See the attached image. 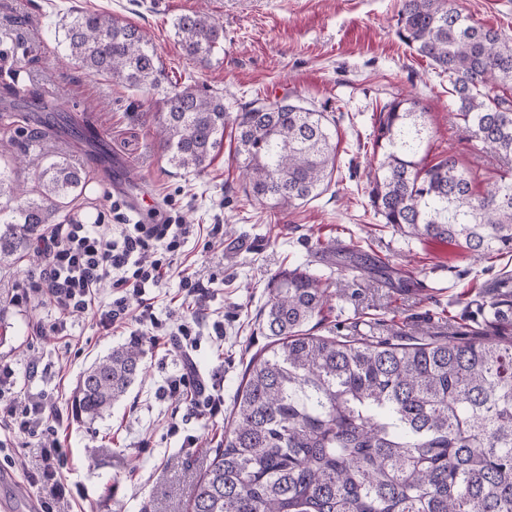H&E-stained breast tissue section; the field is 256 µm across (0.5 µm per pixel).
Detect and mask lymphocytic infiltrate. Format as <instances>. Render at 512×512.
I'll list each match as a JSON object with an SVG mask.
<instances>
[{
  "label": "lymphocytic infiltrate",
  "mask_w": 512,
  "mask_h": 512,
  "mask_svg": "<svg viewBox=\"0 0 512 512\" xmlns=\"http://www.w3.org/2000/svg\"><path fill=\"white\" fill-rule=\"evenodd\" d=\"M114 223L86 224L75 219L55 224L39 236L38 250L44 265L26 290L48 294L63 316L88 309L91 294L103 279H111L121 296L98 313L103 328L123 320L126 299H144L170 268L169 257L180 250L187 225L130 221L113 203Z\"/></svg>",
  "instance_id": "obj_1"
}]
</instances>
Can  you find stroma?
<instances>
[{"mask_svg":"<svg viewBox=\"0 0 512 512\" xmlns=\"http://www.w3.org/2000/svg\"><path fill=\"white\" fill-rule=\"evenodd\" d=\"M454 7L512 37V0H453ZM108 12L142 29L156 46L169 82L198 80L224 97L228 112L251 102L290 100L325 110L339 169L316 199L273 209L247 197L235 156L233 129L204 173L173 167L155 135L158 101L124 84L63 66L62 26L71 9ZM399 0H0V131L17 134L22 179H33L58 156L89 170L67 216L93 223L112 213V183L126 179L131 194L150 190L151 214L191 227L168 276L151 292L154 323L138 324L136 300L125 324L106 329L92 311L68 318L54 332L57 313L47 299L26 297L24 281L42 264L22 258L0 266V293L11 297L7 340L0 360L15 370L9 399H46L53 440L0 423V498L23 486L37 503L50 498L34 486L45 450L57 443L65 488L58 512H186L198 476L224 436L233 397L250 358L268 345L258 329L269 280L302 267L330 277L333 297L315 318L316 334L372 332L384 337L392 322H421L430 334L476 330L475 302L512 255L471 260L458 245L418 240L375 219L368 202V172L376 107L395 95L425 107L424 151L451 149L460 166L499 177L505 166L474 140L458 139L448 123L447 78L412 53L396 35ZM204 11L224 24V47L208 65L186 57L175 34L180 15ZM38 94L60 107L68 127L48 130L47 113L27 107ZM92 126L106 140L102 162L92 163L80 131ZM220 225L210 235L211 225ZM357 242L364 272H337L339 250ZM189 349L198 380L218 396V414L198 409L168 385L182 372V351L172 333L193 315ZM138 343L143 372L110 415L93 424L68 408L80 373L112 348Z\"/></svg>","mask_w":512,"mask_h":512,"instance_id":"1","label":"stroma"}]
</instances>
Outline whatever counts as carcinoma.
I'll return each instance as SVG.
<instances>
[{"instance_id":"carcinoma-1","label":"carcinoma","mask_w":512,"mask_h":512,"mask_svg":"<svg viewBox=\"0 0 512 512\" xmlns=\"http://www.w3.org/2000/svg\"><path fill=\"white\" fill-rule=\"evenodd\" d=\"M68 59L87 74L161 95L159 136L169 162L204 170L237 131L246 195L272 207L308 202L338 171L328 115L300 103L246 106L192 84L162 86L154 45L136 26L75 10L62 25ZM183 53L207 63L224 26L206 13L176 18ZM398 37L448 77L457 136L512 162V38L453 7L401 0ZM424 107L395 96L376 119L369 174L373 215L402 234L454 242L480 261L512 253V178L485 183L439 153L417 160ZM24 188L0 167V261L29 252L58 224L85 170L61 157ZM333 296L322 276L285 269L270 282L261 330L229 427L193 488L189 512H512V274L483 297L479 340L432 336L419 323L382 338L320 336L307 326ZM136 344L85 369L72 393L84 423L103 418L141 374Z\"/></svg>"}]
</instances>
